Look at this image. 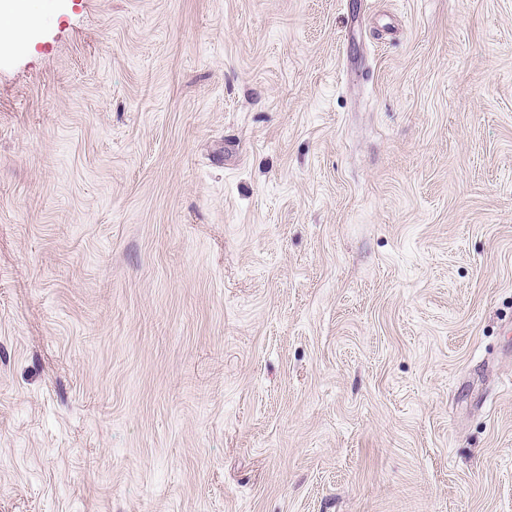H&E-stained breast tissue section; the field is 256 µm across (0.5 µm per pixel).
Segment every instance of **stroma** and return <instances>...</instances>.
<instances>
[{"label":"stroma","instance_id":"35a3bbf8","mask_svg":"<svg viewBox=\"0 0 512 512\" xmlns=\"http://www.w3.org/2000/svg\"><path fill=\"white\" fill-rule=\"evenodd\" d=\"M0 512H512V0H43Z\"/></svg>","mask_w":512,"mask_h":512}]
</instances>
